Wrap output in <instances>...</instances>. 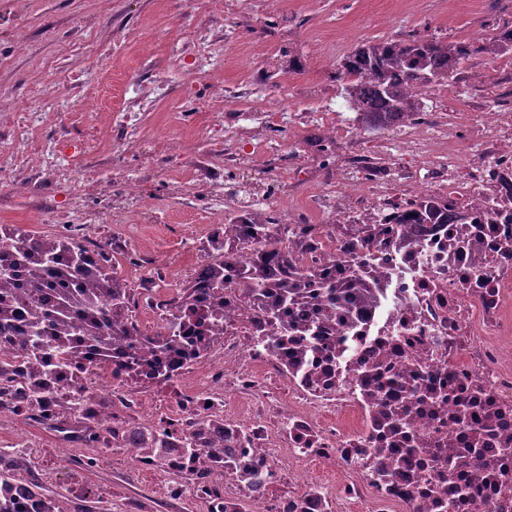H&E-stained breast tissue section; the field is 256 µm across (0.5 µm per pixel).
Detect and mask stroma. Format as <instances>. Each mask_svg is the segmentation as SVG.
I'll list each match as a JSON object with an SVG mask.
<instances>
[{
  "label": "stroma",
  "instance_id": "35a3bbf8",
  "mask_svg": "<svg viewBox=\"0 0 512 512\" xmlns=\"http://www.w3.org/2000/svg\"><path fill=\"white\" fill-rule=\"evenodd\" d=\"M489 0H252L249 9L212 16L201 0H0V87L22 105L34 106L45 119L34 134L35 146H56L58 165L75 168L105 185L106 200L140 211L138 223L98 224L94 239L134 255L121 273L139 280L164 273L185 281L196 262L199 246L228 214L225 201L243 209L252 201L280 205L285 220L308 212L312 223L336 218L332 201L315 181L323 157L309 146L321 133L313 107L343 111L336 69L360 42L397 38L416 32L455 41L472 33H487L492 19ZM208 25L214 39L228 49L214 78L198 76L194 53L179 32ZM103 44L108 57L87 76L85 47ZM163 76L166 85L154 110L137 121L143 136L136 147L123 144L109 125L114 108L135 90ZM78 78V96L93 97L91 111L63 112L53 104L52 88L59 79ZM242 95L252 84H263L284 115L265 123L257 112H221L211 98L212 83ZM427 118L456 122L460 136L454 145L464 164L491 161L500 147L473 140L474 115L494 111L502 103L512 109V59L476 58L469 74L456 85L453 97L428 92ZM248 127L246 135L224 142L218 121ZM391 159H382L381 145ZM282 154L281 175L261 162L264 148ZM237 162L224 165L219 149ZM379 164L378 181L402 196L407 181L426 177L422 160L405 155L398 131L376 130L353 122L347 140L337 142L333 166L340 179H351L349 156ZM30 188L24 194L0 189V225H12L45 235L77 230L64 223L70 201L79 190L71 182H55L38 171L17 168ZM138 183L137 198L126 195L114 174ZM23 437L37 445L33 470L43 483L68 497L102 500L111 512H204L202 504L172 500L163 491L160 473L118 463L93 470L62 467L57 462L59 440L41 425L26 424Z\"/></svg>",
  "mask_w": 512,
  "mask_h": 512
}]
</instances>
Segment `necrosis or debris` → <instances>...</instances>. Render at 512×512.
Listing matches in <instances>:
<instances>
[{"label":"necrosis or debris","mask_w":512,"mask_h":512,"mask_svg":"<svg viewBox=\"0 0 512 512\" xmlns=\"http://www.w3.org/2000/svg\"><path fill=\"white\" fill-rule=\"evenodd\" d=\"M37 115L0 93V123L11 131L0 147V173L21 164L55 181L78 180L72 168L33 154ZM450 120L404 125L405 152L438 170L448 197L463 202L493 190L512 208V187L493 182L484 163L462 170ZM81 181V180H78ZM73 205L87 224L136 223L133 209H84L101 196L81 181ZM391 196L373 180L336 195V212L351 206L381 211ZM346 224L326 225L323 252L287 242L301 268L332 280L359 276L376 290L374 305L351 324L294 308L321 329L325 350L303 335L274 337L259 307L238 305L240 282L226 278L224 334L197 358H171L172 390L148 404L141 383L123 369L124 344L109 363L84 361L77 373L56 371L38 400L44 415L69 420L97 412L102 423L135 417L141 430L174 425L179 439L202 424L223 445L224 465L210 467L204 448H175L162 463L146 461L139 442L122 433L97 448L103 464L125 455L136 467L166 473V494L202 502L205 512H512V224H416L367 249H344ZM172 288H140L136 308L147 333L180 325L166 310ZM321 464L340 483L316 478ZM222 500L204 494L196 479Z\"/></svg>","instance_id":"1"}]
</instances>
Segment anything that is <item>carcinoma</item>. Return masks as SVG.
<instances>
[{
    "mask_svg": "<svg viewBox=\"0 0 512 512\" xmlns=\"http://www.w3.org/2000/svg\"><path fill=\"white\" fill-rule=\"evenodd\" d=\"M475 55L512 56V27L498 25L476 42L433 37L365 41L341 62L337 72L341 97L347 109L369 126L389 128L412 122L424 113L423 91L455 86ZM489 199L477 196L457 209L442 195L393 200L387 213L356 229L359 246L377 243L385 224H471L482 214L492 224H512V210H500ZM315 233V224H277L265 209L252 207L242 215H228L224 231L213 232L199 251L205 255L222 251L240 237L262 244L280 241L285 234L313 238ZM119 265L111 252L89 255L72 235L48 236L0 226V340L11 344L13 336L23 335L21 350L30 363L50 360L75 370L81 367L84 351L105 362L111 343L121 341L129 348L126 370L142 380L167 381L165 360L176 351L177 334L144 336L129 306L134 284L118 272ZM238 278L244 285L241 292L261 307L270 326H279L285 336L304 332L315 343L319 332L308 324H285L281 305L306 299L327 315L345 316L352 310L363 312L375 301L373 289L360 279L312 289L318 273L299 269L289 252H257ZM182 288L179 306L184 326L197 329L199 336L223 335L224 267L206 271V287L188 280ZM271 288L278 290V303L269 305L264 295ZM145 347L154 354L153 366L140 363ZM73 432V439L88 448L107 439L92 417L73 427ZM169 438L167 426H159L141 443V450L159 463L168 451ZM0 512H93V506L47 493L23 451L0 448Z\"/></svg>",
    "mask_w": 512,
    "mask_h": 512,
    "instance_id": "1",
    "label": "carcinoma"
}]
</instances>
